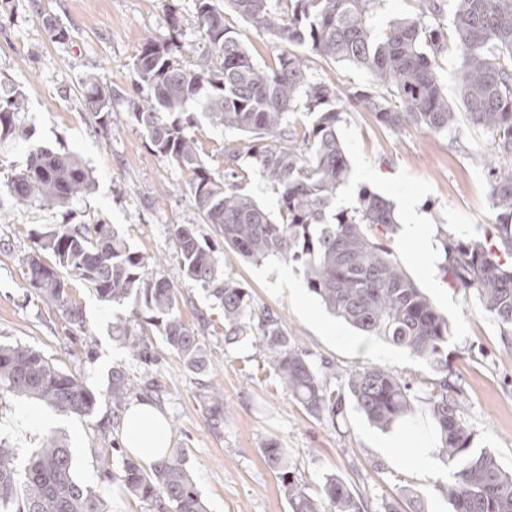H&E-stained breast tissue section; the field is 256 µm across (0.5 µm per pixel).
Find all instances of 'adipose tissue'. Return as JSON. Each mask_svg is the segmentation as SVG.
I'll use <instances>...</instances> for the list:
<instances>
[{
	"instance_id": "obj_1",
	"label": "adipose tissue",
	"mask_w": 512,
	"mask_h": 512,
	"mask_svg": "<svg viewBox=\"0 0 512 512\" xmlns=\"http://www.w3.org/2000/svg\"><path fill=\"white\" fill-rule=\"evenodd\" d=\"M126 447L144 462H152L160 449L169 447L170 433L163 416L149 403L140 402L129 410L123 426Z\"/></svg>"
}]
</instances>
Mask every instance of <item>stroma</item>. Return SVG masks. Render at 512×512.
I'll return each mask as SVG.
<instances>
[{"mask_svg":"<svg viewBox=\"0 0 512 512\" xmlns=\"http://www.w3.org/2000/svg\"><path fill=\"white\" fill-rule=\"evenodd\" d=\"M173 12L180 18V40L200 42L194 0H0V87L23 94L24 120L34 142L78 155L95 181L92 192L65 211L13 208L6 181L24 165L27 153L24 143L0 142V209L7 213L0 222V343L34 347L99 393L106 391L113 368L123 370L138 386L134 401L152 402L164 414L171 445L184 449L206 512H291L287 491L263 454L272 439L286 448L296 480L310 491L333 474L361 498L365 512H451L446 488L453 464L440 460L437 474L430 477L401 465L400 451L391 445L410 432L434 437L425 399L435 387L436 372L406 350L359 335L330 314L307 288L300 264L275 258L251 262L225 250V274L248 290L255 306L280 316L311 360L330 365V388L346 392L350 372L378 364L409 382L418 396L414 418L391 430L370 424L351 402L336 422L312 417L263 369V353L251 340L225 344L212 329L222 320L216 302L180 276L170 225H196L200 237L210 242L217 236L203 223L185 173L154 154L131 106L132 63L145 39L168 34ZM225 20L258 65L272 64L289 48L284 40L256 32L234 12H226ZM54 26L65 29L67 39L53 38ZM310 71L345 96L370 87L365 72L317 56ZM89 72L116 93L105 131L82 106V79ZM336 132L350 167L337 205H356L365 190L393 203L398 226L387 245L448 315V380L461 394V416L473 433V445L491 450L504 469L512 470V349L474 300L446 284L440 272L441 231L482 241L495 231L489 175L477 159L487 146L485 137L470 129L448 137L410 126L391 130L373 114L349 105L341 110ZM193 133L206 165L223 175L224 146L243 142V135L207 123ZM96 216L148 258L149 277L174 284L183 320L197 329L209 352L207 372L187 371L170 351L147 369L132 361L116 333L127 307L100 301L84 283L70 286L83 312L80 329L30 287L27 257L36 234ZM422 246L432 256L429 273L415 257ZM203 315L208 325L200 324ZM216 391L223 394L218 407L211 399ZM122 430L113 424L107 403L92 416L79 417L59 415L35 400L0 398L1 439L27 451L44 434L58 433L73 453L78 478L106 501L108 512H157L152 502L128 497L103 478L119 463L101 458L100 451L122 446Z\"/></svg>","mask_w":512,"mask_h":512,"instance_id":"stroma-1","label":"stroma"}]
</instances>
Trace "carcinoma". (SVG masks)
Returning <instances> with one entry per match:
<instances>
[{"instance_id":"1","label":"carcinoma","mask_w":512,"mask_h":512,"mask_svg":"<svg viewBox=\"0 0 512 512\" xmlns=\"http://www.w3.org/2000/svg\"><path fill=\"white\" fill-rule=\"evenodd\" d=\"M195 0L203 44L185 48L172 34L148 38L133 61V87L148 93L133 115L153 151L187 173L186 187L203 223L214 226L223 246L251 261L276 258L301 264L307 287L326 308L364 336L380 338L408 351L433 369L446 368L448 317L392 258L381 240L397 219L390 201L367 191L351 209L336 207L339 188L349 175L348 160L336 133L339 93L331 83L312 79L308 59L289 51L272 67L253 62L239 33L225 21V9L255 31L293 45H309L320 58L365 71L377 90L355 93L352 106L372 113L391 130L417 127L433 136L460 132L459 113L448 103L438 75V58L453 48L461 58L457 95L468 124L488 137L481 157L490 174L489 198L496 210L498 246L444 234L440 239L448 281L473 296L482 311L512 335V0H449L450 32L440 29L444 0H419L414 17L390 24L375 35L370 19L377 0ZM193 54V67L183 55ZM83 107L95 124H111L115 91L96 74L82 79ZM24 97L0 92V140L25 143V165L7 185L15 208L67 209L90 193L92 176L79 158L31 141L23 120ZM314 118L304 145L296 141L294 119ZM247 135L241 147H224L232 172L216 177L201 159L198 140L187 129L201 120ZM248 166L278 194L280 219L260 206L236 181L234 169ZM170 235L180 254L179 271L222 308L224 342L251 338L266 355L269 371L309 414L336 423L344 396L327 387L320 371L293 343L279 318L253 305L247 290L224 274L223 251L200 239L192 224H173ZM48 252L54 263L45 264ZM29 285L67 321L84 328L82 309L71 300L68 284L80 280L108 304L133 303V319L121 318L120 340L129 356L153 363L158 349L135 330L155 328L165 348L192 373L206 371L205 346L180 313L177 289L166 279H151L147 260L102 219L57 224L39 236L28 257ZM133 390L129 377L112 371L103 395L77 374L21 343L0 344V396L37 400L64 416H89L100 397L120 410ZM356 408L373 425L386 429L415 412L411 387L386 368L370 364L348 376ZM459 392L442 378L428 399L439 449L456 471L448 484L452 512H512V471L496 455L472 447V431L460 415ZM269 465L287 487L292 512H364L348 484L324 477L317 493L295 480L285 449L275 441L263 448ZM118 481L138 500L150 499L159 512H205L181 448H163L150 464L123 456ZM0 512H107V505L78 479L70 447L59 435H43L39 446L20 454L0 441Z\"/></svg>"}]
</instances>
